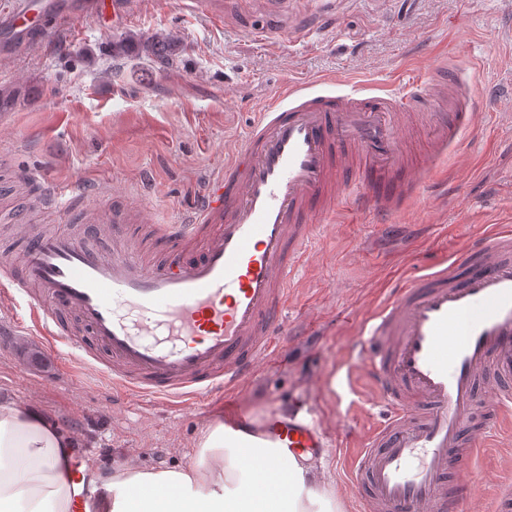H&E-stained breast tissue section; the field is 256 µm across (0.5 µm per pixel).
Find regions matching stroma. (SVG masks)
Instances as JSON below:
<instances>
[{
    "label": "stroma",
    "mask_w": 512,
    "mask_h": 512,
    "mask_svg": "<svg viewBox=\"0 0 512 512\" xmlns=\"http://www.w3.org/2000/svg\"><path fill=\"white\" fill-rule=\"evenodd\" d=\"M169 31L185 45L177 70L143 60L112 70L110 44L124 32ZM475 76L489 100L474 130L436 161L435 183L393 214L344 208L322 219L292 280L288 339L279 355L232 395L264 420L274 409L311 408L336 448L325 480L352 507L347 458L369 434L381 404L366 373L355 392L334 376L367 316L393 282L457 254L496 224L512 225V0H138L109 22L84 19L23 53L0 59V90L15 104L0 118V193L30 172L67 184L105 183L158 217L190 210L259 109L287 82L348 80L391 88L427 78L442 61ZM0 306V396L35 404L83 436L85 460L107 477L127 463L147 470L192 464L204 428L224 407H178L112 399L96 372L74 373L38 336L12 332ZM512 475V445L500 441L454 472L448 494L491 512Z\"/></svg>",
    "instance_id": "stroma-1"
}]
</instances>
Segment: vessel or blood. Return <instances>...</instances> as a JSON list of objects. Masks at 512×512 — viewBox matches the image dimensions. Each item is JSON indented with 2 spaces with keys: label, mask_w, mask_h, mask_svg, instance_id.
I'll list each match as a JSON object with an SVG mask.
<instances>
[{
  "label": "vessel or blood",
  "mask_w": 512,
  "mask_h": 512,
  "mask_svg": "<svg viewBox=\"0 0 512 512\" xmlns=\"http://www.w3.org/2000/svg\"><path fill=\"white\" fill-rule=\"evenodd\" d=\"M117 0H11L0 10L10 58L85 18L115 13ZM455 117L430 119L433 152L453 147L473 113L466 73L453 75ZM436 84L409 82L379 93L288 84L258 113L190 213L151 224L155 249L120 232L145 224L132 202L87 214L89 227H112V250L89 248L65 231L37 232L17 211L25 239L21 263L0 265L10 299L25 302L28 327L49 349L70 346L114 398L186 404L237 392L257 366L279 353L295 272L315 236V218L339 205L387 214L415 197L400 182L406 137L399 116L411 99H432ZM39 208L61 223L72 214L71 186L27 175ZM86 338H72L69 317ZM371 378L384 415L351 466L359 512H469L449 497L447 479L470 467L493 435L512 433V226L475 236L431 272L398 279L387 302L364 323L344 365ZM241 441L260 438L294 458L330 444L296 412L263 425L232 412Z\"/></svg>",
  "instance_id": "vessel-or-blood-1"
}]
</instances>
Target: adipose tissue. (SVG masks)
Segmentation results:
<instances>
[{"mask_svg":"<svg viewBox=\"0 0 512 512\" xmlns=\"http://www.w3.org/2000/svg\"><path fill=\"white\" fill-rule=\"evenodd\" d=\"M81 438L47 418L36 406L0 397V512H69L79 486L72 481L69 455ZM193 465L152 471L129 465L109 486L113 496L98 512H334L332 492L321 485L311 458L289 459L285 471L253 474L251 495H242L237 474L246 455L278 457L265 443L252 449L231 438L222 421L203 431ZM288 490L273 496L279 480Z\"/></svg>","mask_w":512,"mask_h":512,"instance_id":"adipose-tissue-1","label":"adipose tissue"}]
</instances>
